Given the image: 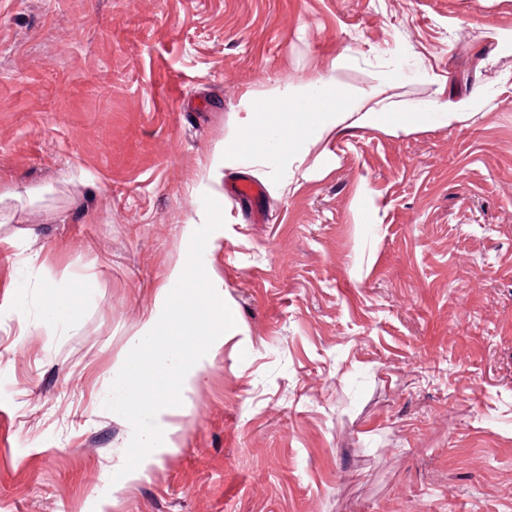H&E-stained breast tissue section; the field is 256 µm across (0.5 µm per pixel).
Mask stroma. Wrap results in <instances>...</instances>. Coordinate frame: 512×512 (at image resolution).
I'll use <instances>...</instances> for the list:
<instances>
[{"instance_id": "stroma-1", "label": "stroma", "mask_w": 512, "mask_h": 512, "mask_svg": "<svg viewBox=\"0 0 512 512\" xmlns=\"http://www.w3.org/2000/svg\"><path fill=\"white\" fill-rule=\"evenodd\" d=\"M512 0H0V512H512ZM337 74L465 122L211 178L248 96ZM495 55L494 65L478 67ZM260 183L261 202L229 195ZM236 326L115 479L103 388L204 224ZM73 297L46 328L22 257ZM473 95L448 99L434 106L415 107L409 113L415 122L435 120L440 124L451 126L469 119L470 113L475 112L472 107Z\"/></svg>"}]
</instances>
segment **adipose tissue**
<instances>
[{"mask_svg":"<svg viewBox=\"0 0 512 512\" xmlns=\"http://www.w3.org/2000/svg\"><path fill=\"white\" fill-rule=\"evenodd\" d=\"M346 63L345 57H337L331 65L332 75L297 81L287 94L273 92L247 99L240 126L263 128L260 151L253 158L255 165L276 162L283 169H291L294 162L304 161L311 145L332 135L342 136L351 129L379 130L392 136L403 131L402 121L383 103L379 89L363 92L359 101H352L334 77L335 71ZM24 263L43 288L44 323L50 327L75 324L78 309L62 292L60 283L46 276L38 258L26 257Z\"/></svg>","mask_w":512,"mask_h":512,"instance_id":"obj_1","label":"adipose tissue"}]
</instances>
